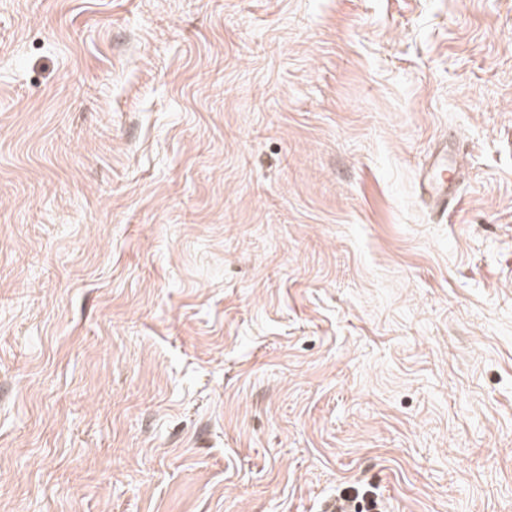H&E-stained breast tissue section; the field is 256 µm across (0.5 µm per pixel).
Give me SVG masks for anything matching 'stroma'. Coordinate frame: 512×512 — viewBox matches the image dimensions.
Instances as JSON below:
<instances>
[{"instance_id":"35a3bbf8","label":"stroma","mask_w":512,"mask_h":512,"mask_svg":"<svg viewBox=\"0 0 512 512\" xmlns=\"http://www.w3.org/2000/svg\"><path fill=\"white\" fill-rule=\"evenodd\" d=\"M356 483L512 512V0H0V512ZM443 146L440 154L433 160L422 186L431 210L439 217H447L449 207L457 199L454 168L444 159ZM442 153V154H441ZM448 173H452L448 177Z\"/></svg>"}]
</instances>
